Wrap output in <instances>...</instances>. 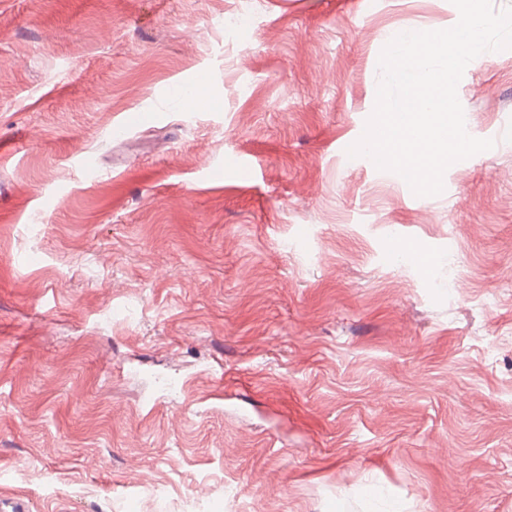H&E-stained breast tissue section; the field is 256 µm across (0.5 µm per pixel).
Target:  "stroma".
<instances>
[{
	"instance_id": "35a3bbf8",
	"label": "stroma",
	"mask_w": 512,
	"mask_h": 512,
	"mask_svg": "<svg viewBox=\"0 0 512 512\" xmlns=\"http://www.w3.org/2000/svg\"><path fill=\"white\" fill-rule=\"evenodd\" d=\"M458 17L0 0V498L512 512V48L464 71L495 145L440 195L346 153L391 34Z\"/></svg>"
}]
</instances>
